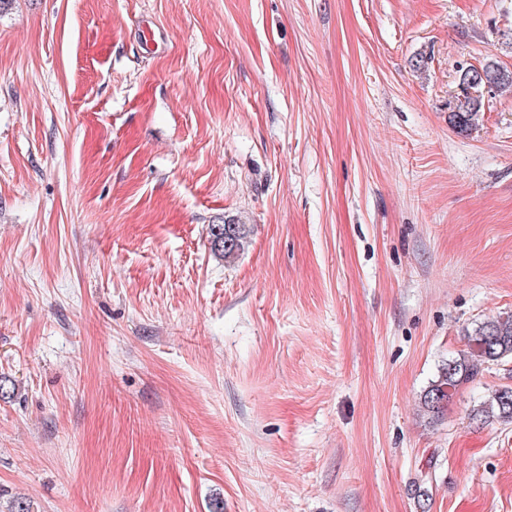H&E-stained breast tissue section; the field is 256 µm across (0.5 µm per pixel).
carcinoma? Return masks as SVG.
Returning <instances> with one entry per match:
<instances>
[{
  "label": "carcinoma",
  "instance_id": "carcinoma-1",
  "mask_svg": "<svg viewBox=\"0 0 512 512\" xmlns=\"http://www.w3.org/2000/svg\"><path fill=\"white\" fill-rule=\"evenodd\" d=\"M481 103L468 95V75L459 77V92L455 96L450 123L459 133H466L477 125ZM235 246L230 251L217 245L224 235V225H209L211 248L226 262L234 261L248 244L249 230L244 224H232ZM512 359V314L484 321L467 333V350L442 366L435 380L421 395L424 414L432 419L443 416L448 400L464 385L473 382L491 362ZM479 421L498 420L512 423V388L495 391L492 397L480 405L474 414Z\"/></svg>",
  "mask_w": 512,
  "mask_h": 512
}]
</instances>
